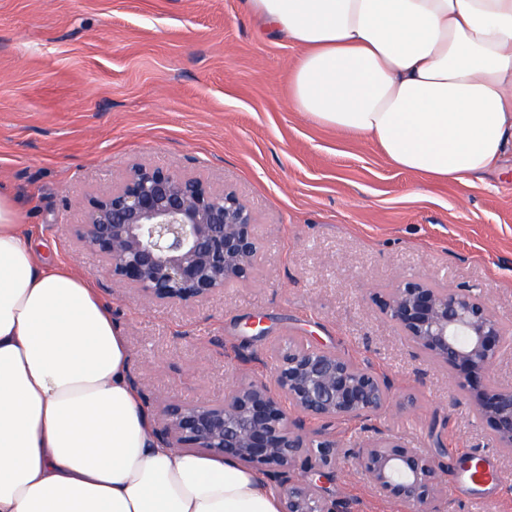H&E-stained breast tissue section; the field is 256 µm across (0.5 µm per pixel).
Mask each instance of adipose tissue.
<instances>
[{"label": "adipose tissue", "instance_id": "1", "mask_svg": "<svg viewBox=\"0 0 512 512\" xmlns=\"http://www.w3.org/2000/svg\"><path fill=\"white\" fill-rule=\"evenodd\" d=\"M299 50L290 105L432 180L512 155V0H246ZM0 186V512H282L231 457L168 447L91 278L39 260Z\"/></svg>", "mask_w": 512, "mask_h": 512}]
</instances>
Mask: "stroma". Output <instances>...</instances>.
Returning <instances> with one entry per match:
<instances>
[{"label": "stroma", "mask_w": 512, "mask_h": 512, "mask_svg": "<svg viewBox=\"0 0 512 512\" xmlns=\"http://www.w3.org/2000/svg\"><path fill=\"white\" fill-rule=\"evenodd\" d=\"M299 51L243 0H0V184L51 257L90 276L132 351L142 404L223 398L236 363L301 336L368 363L391 407L330 430L357 450L380 436L442 446L444 512H512V457L459 398L452 372L384 319L376 298L405 277L474 289L512 326V157L482 178L437 182L394 167L371 139L289 104ZM136 162L235 190L261 239L257 278L189 307L136 298L101 272L75 227L85 195ZM262 320L266 336L248 323ZM500 481L464 480L456 449ZM338 512H412L355 464L324 481Z\"/></svg>", "instance_id": "stroma-1"}]
</instances>
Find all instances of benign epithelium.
<instances>
[{"mask_svg":"<svg viewBox=\"0 0 512 512\" xmlns=\"http://www.w3.org/2000/svg\"><path fill=\"white\" fill-rule=\"evenodd\" d=\"M76 237L105 272L148 302L191 305L254 278L260 238L247 204L232 190L136 164L112 190L90 196ZM381 313L431 360L451 368L462 396L491 437L512 453V385L490 372L504 348L505 322L470 288L404 278ZM270 378L236 381L224 398L161 402L153 433L168 447L231 456L262 471L283 492V512H336L322 479L354 462L382 495L437 512L443 499L436 448L426 456L379 437L349 453L312 421L367 419L394 399L393 383L368 364L302 342L268 354Z\"/></svg>","mask_w":512,"mask_h":512,"instance_id":"7a95c632","label":"benign epithelium"}]
</instances>
